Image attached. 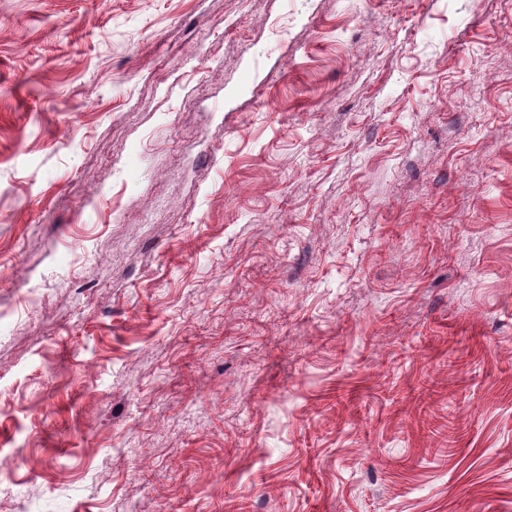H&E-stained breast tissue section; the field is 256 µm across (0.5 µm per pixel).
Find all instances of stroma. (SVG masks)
<instances>
[{
  "mask_svg": "<svg viewBox=\"0 0 512 512\" xmlns=\"http://www.w3.org/2000/svg\"><path fill=\"white\" fill-rule=\"evenodd\" d=\"M0 512H512V0H0Z\"/></svg>",
  "mask_w": 512,
  "mask_h": 512,
  "instance_id": "1",
  "label": "stroma"
}]
</instances>
